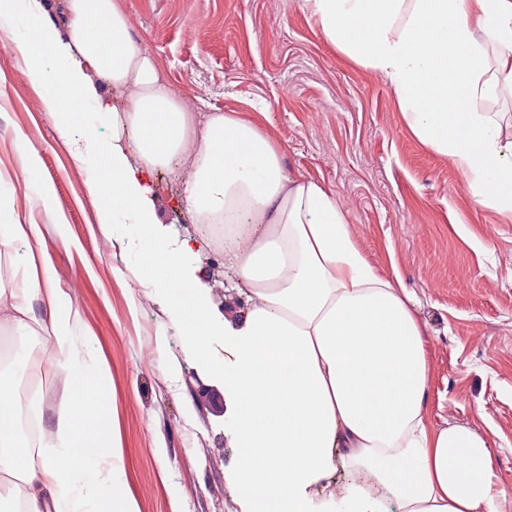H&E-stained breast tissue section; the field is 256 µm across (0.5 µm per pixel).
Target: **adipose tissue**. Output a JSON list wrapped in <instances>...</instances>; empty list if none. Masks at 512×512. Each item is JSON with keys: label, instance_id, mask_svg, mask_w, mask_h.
<instances>
[{"label": "adipose tissue", "instance_id": "obj_1", "mask_svg": "<svg viewBox=\"0 0 512 512\" xmlns=\"http://www.w3.org/2000/svg\"><path fill=\"white\" fill-rule=\"evenodd\" d=\"M325 38L382 76L416 138L448 158L472 198L512 215V139L485 104L512 87V0H301ZM67 23L44 0H0V22L33 30L13 49L42 90L75 162L92 163L98 220L130 226L131 275L164 290L197 363L230 406V488L241 512H502L492 442L463 424L427 420L429 359L415 301L357 245L334 190L286 172L262 126L236 112L195 115L134 47L120 0H66ZM98 76L110 88L90 83ZM94 107L98 136L85 123ZM184 183L200 238L157 233L152 179ZM224 227V263L246 291L233 317L187 269ZM38 225L0 205V256L19 281L0 283V326L46 334L64 396L54 427L32 442L17 384L0 375V512H138L114 464L113 406L77 305L60 288ZM27 242L16 253L17 242ZM40 301L46 320L32 315ZM224 339V355L212 351Z\"/></svg>", "mask_w": 512, "mask_h": 512}]
</instances>
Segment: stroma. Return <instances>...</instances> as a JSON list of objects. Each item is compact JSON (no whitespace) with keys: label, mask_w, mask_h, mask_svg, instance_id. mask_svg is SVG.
I'll use <instances>...</instances> for the list:
<instances>
[{"label":"stroma","mask_w":512,"mask_h":512,"mask_svg":"<svg viewBox=\"0 0 512 512\" xmlns=\"http://www.w3.org/2000/svg\"><path fill=\"white\" fill-rule=\"evenodd\" d=\"M300 2L124 6L139 20L132 41L179 98L198 112L254 118L282 144L287 172L337 192L369 262L417 300L430 425L464 424L491 439L495 487L512 512V218L475 203L449 159L408 128L393 88L329 44ZM17 36L0 26V185L18 221L39 225L60 286L77 288V328L111 376L128 491L139 512H240L232 494L213 492L233 463L219 382L197 364L162 289L133 285V244L99 224L90 170L73 160L40 90L20 80ZM32 162L51 205L25 181ZM155 180L163 235H196L178 204L181 182L167 170Z\"/></svg>","instance_id":"obj_1"}]
</instances>
